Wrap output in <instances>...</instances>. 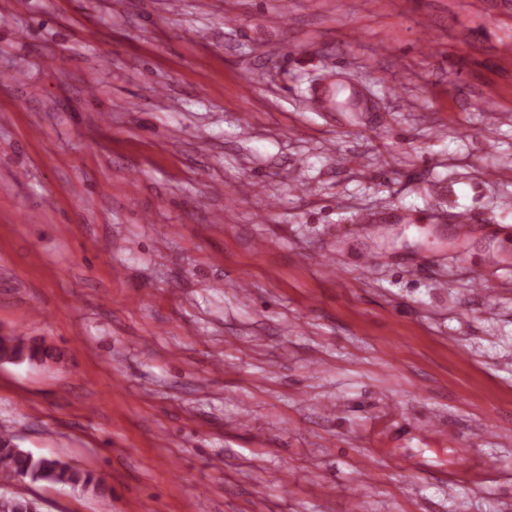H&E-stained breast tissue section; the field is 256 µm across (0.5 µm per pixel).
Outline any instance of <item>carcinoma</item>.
Instances as JSON below:
<instances>
[{"label":"carcinoma","mask_w":512,"mask_h":512,"mask_svg":"<svg viewBox=\"0 0 512 512\" xmlns=\"http://www.w3.org/2000/svg\"><path fill=\"white\" fill-rule=\"evenodd\" d=\"M58 359L59 353L42 340L27 339L15 333L0 335V360L44 363ZM20 476L32 482L80 487L94 496L105 498L102 482L92 473L61 458L24 452L15 445L10 431L1 428L0 482L7 483ZM0 512H37V505L32 499L1 492Z\"/></svg>","instance_id":"1"}]
</instances>
